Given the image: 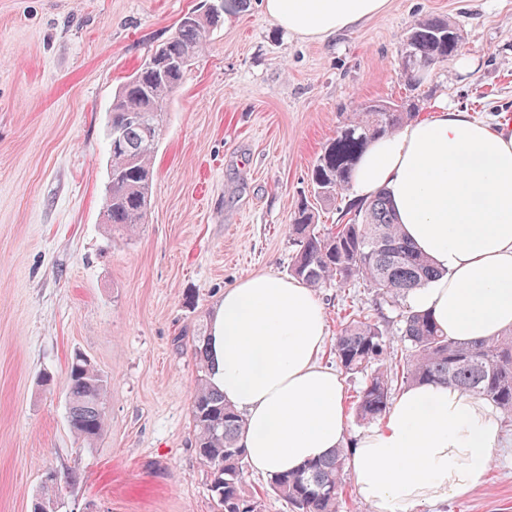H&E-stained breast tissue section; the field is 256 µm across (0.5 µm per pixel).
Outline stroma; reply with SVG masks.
I'll return each instance as SVG.
<instances>
[{
  "label": "stroma",
  "instance_id": "stroma-1",
  "mask_svg": "<svg viewBox=\"0 0 512 512\" xmlns=\"http://www.w3.org/2000/svg\"><path fill=\"white\" fill-rule=\"evenodd\" d=\"M203 0H0V512H32L42 476H74L56 512H217L194 451L193 338L226 288L287 276L288 224L340 113L408 95L400 50L426 14L452 20L473 67L437 64L419 114L447 98L512 123V0H389L326 39L249 0L214 30L164 114L152 208L108 234L112 97ZM327 334L373 299L317 291ZM109 382L92 445L67 423L66 371ZM417 512H512V431L476 487Z\"/></svg>",
  "mask_w": 512,
  "mask_h": 512
}]
</instances>
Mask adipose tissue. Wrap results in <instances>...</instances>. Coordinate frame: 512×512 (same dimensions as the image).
<instances>
[{"label":"adipose tissue","mask_w":512,"mask_h":512,"mask_svg":"<svg viewBox=\"0 0 512 512\" xmlns=\"http://www.w3.org/2000/svg\"><path fill=\"white\" fill-rule=\"evenodd\" d=\"M388 0H264L283 30L325 38L384 11ZM389 195L398 226L440 277L408 297L456 339L512 330V124L436 100L427 118L376 140L350 192ZM211 382L246 421L251 471L274 475L348 447L357 498L370 512H415L473 488L491 466L500 412L440 384L405 388L378 425L348 441L344 386L319 363L327 341L314 289L252 276L225 289L208 328Z\"/></svg>","instance_id":"1"}]
</instances>
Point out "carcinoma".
Wrapping results in <instances>:
<instances>
[{"label": "carcinoma", "mask_w": 512, "mask_h": 512, "mask_svg": "<svg viewBox=\"0 0 512 512\" xmlns=\"http://www.w3.org/2000/svg\"><path fill=\"white\" fill-rule=\"evenodd\" d=\"M245 0H222V5L185 17L174 33L144 60L112 99L110 127L120 141L108 143L110 172L104 201V220L112 234L134 235L151 207L154 153L162 117L180 89L191 62L205 48L210 32L224 23V13ZM454 23L438 15L419 18L407 32L401 50V69L407 85L418 89V75L448 60L461 49ZM417 104L373 101L357 112L342 114L333 138L311 168L313 197L334 203L348 190L359 156L377 137L396 132L415 120ZM344 224L325 232L308 199L299 200L288 230L295 246L289 274L313 289L362 284L372 290L374 305L344 317L336 336V364L349 375L364 377L353 410L370 423L390 409L398 385L435 383L468 390L500 411L501 427L512 426V331L490 339L455 340L428 315L402 311L397 334L402 344L395 369L388 328L381 309L398 306L409 293L439 275L433 261L416 250L399 232L390 203L380 194L349 204ZM196 387L191 404L195 449L209 469L210 491L221 512H262L261 500L244 485L246 450L241 437L246 422L210 382L208 338L199 333L194 344ZM68 425L78 440L90 445L106 425L107 380L85 356L74 354L68 366ZM349 449L306 463L301 469L270 478V490L292 512H340ZM68 476L44 473L46 497L33 512H51V495Z\"/></svg>", "instance_id": "1"}]
</instances>
